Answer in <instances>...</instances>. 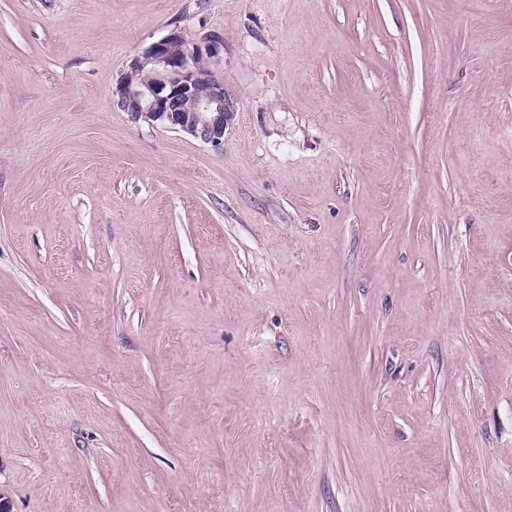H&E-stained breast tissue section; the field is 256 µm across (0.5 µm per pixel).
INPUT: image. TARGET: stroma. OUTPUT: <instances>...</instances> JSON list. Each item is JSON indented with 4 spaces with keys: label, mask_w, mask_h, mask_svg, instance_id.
Segmentation results:
<instances>
[{
    "label": "stroma",
    "mask_w": 512,
    "mask_h": 512,
    "mask_svg": "<svg viewBox=\"0 0 512 512\" xmlns=\"http://www.w3.org/2000/svg\"><path fill=\"white\" fill-rule=\"evenodd\" d=\"M224 37L217 151L112 100ZM12 512H512V0H0Z\"/></svg>",
    "instance_id": "35a3bbf8"
}]
</instances>
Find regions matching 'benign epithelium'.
Masks as SVG:
<instances>
[{
  "label": "benign epithelium",
  "instance_id": "7a95c632",
  "mask_svg": "<svg viewBox=\"0 0 512 512\" xmlns=\"http://www.w3.org/2000/svg\"><path fill=\"white\" fill-rule=\"evenodd\" d=\"M223 50L221 35L191 47L179 33L168 34L131 61L115 89L117 105L134 121L158 122L223 148L237 112L235 99L210 68Z\"/></svg>",
  "mask_w": 512,
  "mask_h": 512
}]
</instances>
